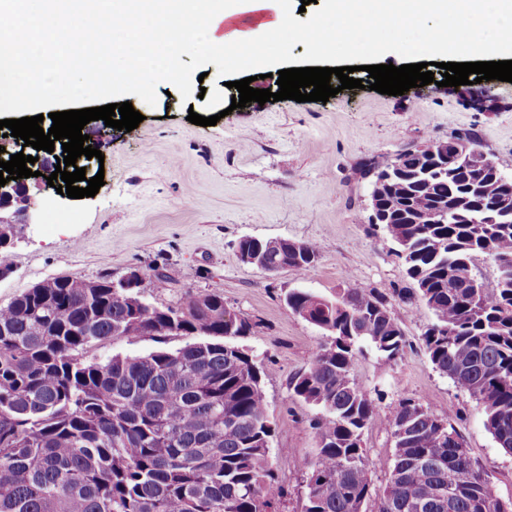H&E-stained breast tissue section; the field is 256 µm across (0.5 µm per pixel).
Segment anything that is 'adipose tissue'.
Wrapping results in <instances>:
<instances>
[{
    "label": "adipose tissue",
    "mask_w": 512,
    "mask_h": 512,
    "mask_svg": "<svg viewBox=\"0 0 512 512\" xmlns=\"http://www.w3.org/2000/svg\"><path fill=\"white\" fill-rule=\"evenodd\" d=\"M294 0H0V111L14 112L47 101L73 66L85 68L87 85L103 71L89 65L90 43L76 33L98 28L102 15L117 19L121 42L112 58V79L148 85L154 77L176 75L173 52L187 44L230 48L234 59H253L258 42H308L325 56L348 37L353 48L375 51L384 30L417 31L429 52L483 61L512 50V0H325L331 23L297 25ZM204 17L203 30L191 20ZM465 20L470 36L450 34Z\"/></svg>",
    "instance_id": "1"
}]
</instances>
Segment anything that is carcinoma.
Segmentation results:
<instances>
[{
  "label": "carcinoma",
  "mask_w": 512,
  "mask_h": 512,
  "mask_svg": "<svg viewBox=\"0 0 512 512\" xmlns=\"http://www.w3.org/2000/svg\"><path fill=\"white\" fill-rule=\"evenodd\" d=\"M382 198V226L434 321L423 349L440 373L484 409L485 426L512 452V272L489 289L474 256H512L507 224H469V207L502 193L499 179L449 175L406 149ZM460 218L423 222L432 211ZM271 266L303 274L317 248L261 241ZM288 308L328 341L291 379L294 397L316 408L317 451L303 480L304 512H366L376 466L363 429L380 414L352 376L363 346L395 363L405 339L386 296L340 288L333 297L298 290ZM218 288L155 304L76 276L54 279L0 305V512H281L286 496L270 448L273 422L264 369L243 344L248 319H225ZM189 336L175 349L170 337ZM149 338L144 354L96 351ZM393 463L373 512H512L494 496L461 434L431 407L405 398L387 407ZM456 495L448 502V485Z\"/></svg>",
  "instance_id": "carcinoma-1"
}]
</instances>
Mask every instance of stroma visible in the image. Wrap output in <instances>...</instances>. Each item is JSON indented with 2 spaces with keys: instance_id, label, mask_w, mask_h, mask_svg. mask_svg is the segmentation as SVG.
<instances>
[{
  "instance_id": "stroma-1",
  "label": "stroma",
  "mask_w": 512,
  "mask_h": 512,
  "mask_svg": "<svg viewBox=\"0 0 512 512\" xmlns=\"http://www.w3.org/2000/svg\"><path fill=\"white\" fill-rule=\"evenodd\" d=\"M258 51L269 66L188 44L179 53L178 78H156L147 91L118 94L104 81L86 98L60 92L30 108V115H43L46 129L52 113L120 101L131 102L143 120L99 142L102 159L87 162L91 173L104 175L95 196L36 195L31 222L11 250L13 272L0 280V304L54 277L117 280L134 268L145 272L143 296L152 303L176 304L220 288L225 305L253 323L245 344L267 370L262 387L275 423L271 448L288 490L282 512H303L302 482L317 448L309 426L315 411L293 396L289 382L326 337L295 315L285 297L297 289L330 297L347 286L387 296L413 288L392 239L368 221L371 185L362 168H381L405 149L470 132L512 175V83L482 81L487 96L476 102L459 88L433 83L383 95L370 90L367 72L383 59L352 54L343 40L319 64L359 67L362 88L325 103L287 99L231 109V82L252 76L263 89L262 72L275 74L310 57L301 43L285 50L267 43ZM184 79L201 82L204 97H184ZM192 111L218 122L194 125L187 119ZM245 237L310 242L319 258L304 274L271 275L241 260L237 244ZM153 268L169 277L168 288H155ZM391 311L404 333L403 358L393 365L367 352L354 363V378L383 405L410 398L434 409L483 465L493 494L512 498V454L486 430L482 405L434 369L423 351L431 313L415 300H394ZM363 442L378 463L375 490L383 492L393 451L383 419L364 429Z\"/></svg>"
}]
</instances>
